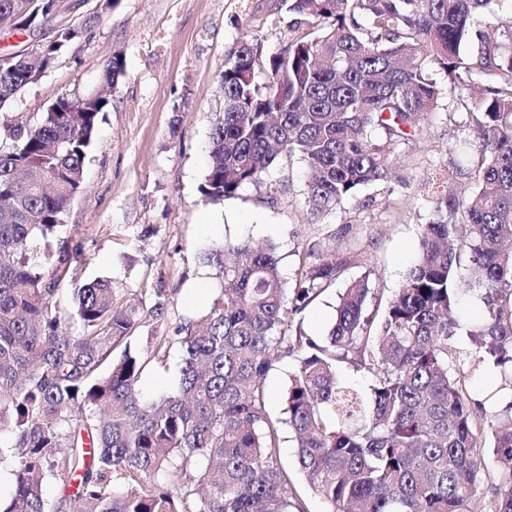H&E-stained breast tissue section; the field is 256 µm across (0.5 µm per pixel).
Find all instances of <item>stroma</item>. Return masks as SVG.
Returning a JSON list of instances; mask_svg holds the SVG:
<instances>
[{"instance_id": "obj_1", "label": "stroma", "mask_w": 512, "mask_h": 512, "mask_svg": "<svg viewBox=\"0 0 512 512\" xmlns=\"http://www.w3.org/2000/svg\"><path fill=\"white\" fill-rule=\"evenodd\" d=\"M271 0H58L52 25L33 36L0 33V55L53 37L59 25L78 28L56 63L0 107V144L18 122L36 124L63 96L106 92L109 104L84 166V187L55 232L60 244L81 243L74 286L108 279L113 300L147 308L163 288L168 314L157 326L172 333L217 297L220 281L204 253L224 240L275 244L280 271L295 287L309 250L355 251L345 280L368 276L378 301L402 283L419 251L424 224L434 220L420 186L452 159L459 133L447 112L425 121L421 138L400 149L384 187H364L335 214L313 221L305 203L307 167L300 156L279 158L261 184L220 204L205 203L199 186L208 162L213 123L224 110V63L243 38L265 53L288 38V11ZM120 54L125 73L105 89L109 58ZM338 286L322 291L302 312L305 331L324 340L334 322ZM182 351L146 365L138 382L149 400L171 392ZM471 399L485 415L512 398L492 362L471 369Z\"/></svg>"}]
</instances>
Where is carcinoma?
I'll use <instances>...</instances> for the list:
<instances>
[{
  "label": "carcinoma",
  "mask_w": 512,
  "mask_h": 512,
  "mask_svg": "<svg viewBox=\"0 0 512 512\" xmlns=\"http://www.w3.org/2000/svg\"><path fill=\"white\" fill-rule=\"evenodd\" d=\"M289 0L288 41L262 54L245 39L224 64V112L210 133L200 193L209 203L261 182L282 156L311 170L310 214L335 212L369 185L388 181L399 147L421 121L465 110L449 146L459 191L424 188L438 218L382 307L367 279L340 292L325 343L293 326L320 292L340 280L356 252L307 254L286 298L272 244L227 241L206 255L222 289L172 336L124 348L168 298L150 309L116 305L96 281L64 295L82 245L53 236L84 181V165L108 99L53 103L35 125L10 129L0 147V463L12 482L0 512H305L280 468L281 425L299 469L329 512H475L483 482L478 423L467 372L450 340L457 300L478 297L471 358L491 361L512 387V0ZM53 0H0V26L24 31L50 19ZM69 28L39 48V64L0 60V107L55 62ZM444 74L443 91L435 74ZM124 74L115 54L104 70ZM481 144L476 168L468 169ZM183 352L178 386L157 401L137 383L171 345ZM294 356L287 418L267 411L264 379ZM367 367L364 399L337 364ZM505 475L491 512H512V399L488 421ZM202 463V487L187 467ZM58 484L64 494H46Z\"/></svg>",
  "instance_id": "1"
}]
</instances>
